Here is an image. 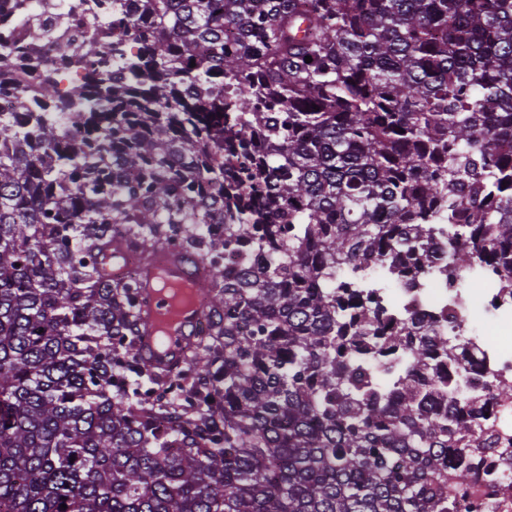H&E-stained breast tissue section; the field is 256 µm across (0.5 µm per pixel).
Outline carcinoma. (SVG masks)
<instances>
[{
  "instance_id": "obj_1",
  "label": "carcinoma",
  "mask_w": 512,
  "mask_h": 512,
  "mask_svg": "<svg viewBox=\"0 0 512 512\" xmlns=\"http://www.w3.org/2000/svg\"><path fill=\"white\" fill-rule=\"evenodd\" d=\"M101 2L64 94L0 31V512L472 508L486 407L411 379L448 338L369 277H425L446 231L449 282L512 289V0ZM116 241L209 266L180 373L216 402L145 403Z\"/></svg>"
}]
</instances>
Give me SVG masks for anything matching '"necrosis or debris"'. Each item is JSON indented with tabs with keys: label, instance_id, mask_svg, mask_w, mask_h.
I'll use <instances>...</instances> for the list:
<instances>
[{
	"label": "necrosis or debris",
	"instance_id": "necrosis-or-debris-1",
	"mask_svg": "<svg viewBox=\"0 0 512 512\" xmlns=\"http://www.w3.org/2000/svg\"><path fill=\"white\" fill-rule=\"evenodd\" d=\"M32 4L41 34L30 46L45 70L55 66L54 39L82 40L100 23L94 0H51L47 5L32 0ZM436 247L437 268L419 287L398 284L380 289L379 295L386 307L412 318L455 303L458 334L469 343L464 377L472 386L494 395L481 440L489 448H512V397L495 395L497 388L512 387V291L498 287L495 277L481 268L466 276L464 287H449L447 240L437 239ZM469 494L475 512H512V460L498 462L495 486H487L483 474H474Z\"/></svg>",
	"mask_w": 512,
	"mask_h": 512
}]
</instances>
